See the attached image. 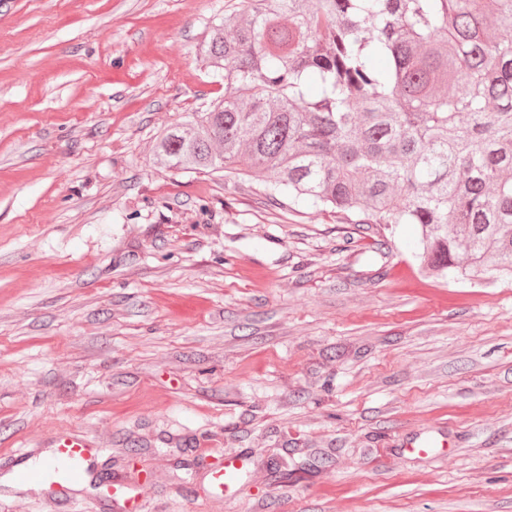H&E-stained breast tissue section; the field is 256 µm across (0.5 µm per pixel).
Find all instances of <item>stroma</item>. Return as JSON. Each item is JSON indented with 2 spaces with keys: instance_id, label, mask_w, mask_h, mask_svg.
<instances>
[{
  "instance_id": "1",
  "label": "stroma",
  "mask_w": 512,
  "mask_h": 512,
  "mask_svg": "<svg viewBox=\"0 0 512 512\" xmlns=\"http://www.w3.org/2000/svg\"><path fill=\"white\" fill-rule=\"evenodd\" d=\"M224 3L0 0V512H58L8 477L65 434L141 512H512L511 281L153 166L224 92L197 55ZM206 445L253 458L221 501Z\"/></svg>"
}]
</instances>
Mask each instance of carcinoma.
Returning <instances> with one entry per match:
<instances>
[{"label":"carcinoma","instance_id":"obj_1","mask_svg":"<svg viewBox=\"0 0 512 512\" xmlns=\"http://www.w3.org/2000/svg\"><path fill=\"white\" fill-rule=\"evenodd\" d=\"M512 0H240L197 49L224 96L154 164L419 229L429 270L512 281Z\"/></svg>","mask_w":512,"mask_h":512}]
</instances>
